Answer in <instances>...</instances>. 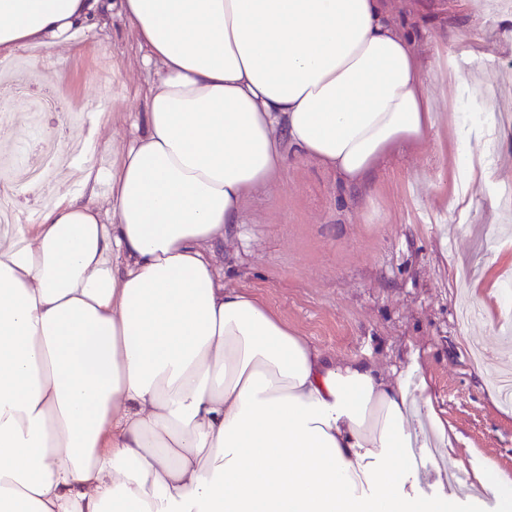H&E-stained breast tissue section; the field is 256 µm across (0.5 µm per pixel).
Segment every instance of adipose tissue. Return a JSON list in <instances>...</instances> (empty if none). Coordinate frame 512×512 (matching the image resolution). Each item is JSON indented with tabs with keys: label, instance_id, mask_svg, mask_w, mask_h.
I'll return each mask as SVG.
<instances>
[{
	"label": "adipose tissue",
	"instance_id": "obj_1",
	"mask_svg": "<svg viewBox=\"0 0 512 512\" xmlns=\"http://www.w3.org/2000/svg\"><path fill=\"white\" fill-rule=\"evenodd\" d=\"M118 15L156 67L118 165L0 225V512H452L418 358L323 354L212 247L304 158L362 184L435 127L385 0H0V56ZM439 69L478 96L479 56Z\"/></svg>",
	"mask_w": 512,
	"mask_h": 512
}]
</instances>
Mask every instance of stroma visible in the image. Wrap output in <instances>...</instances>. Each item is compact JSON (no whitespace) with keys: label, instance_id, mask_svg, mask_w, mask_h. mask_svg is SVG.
Listing matches in <instances>:
<instances>
[{"label":"stroma","instance_id":"35a3bbf8","mask_svg":"<svg viewBox=\"0 0 512 512\" xmlns=\"http://www.w3.org/2000/svg\"><path fill=\"white\" fill-rule=\"evenodd\" d=\"M485 2L391 0L399 28L419 40L421 78L440 113L424 145L390 155L364 184L349 188L313 161H294L247 195L238 224L214 246L225 287L259 296L323 352L365 357L387 372L419 352L427 393L456 436L465 512H498L495 499L471 487L473 464L512 481V410L488 379L508 358L501 285L512 280V210H493L492 183L476 186L472 202L454 200L457 124L486 106L444 78L435 46L483 53L485 76L498 85L496 105L506 108L512 9L490 11ZM425 29L431 41L421 40ZM29 71L57 77L73 109L109 112L93 133L96 164L111 169L154 78L135 33L110 18L40 53ZM36 123L34 132L17 125L20 155L29 154L36 134L59 153L76 149L68 114L44 112Z\"/></svg>","mask_w":512,"mask_h":512}]
</instances>
